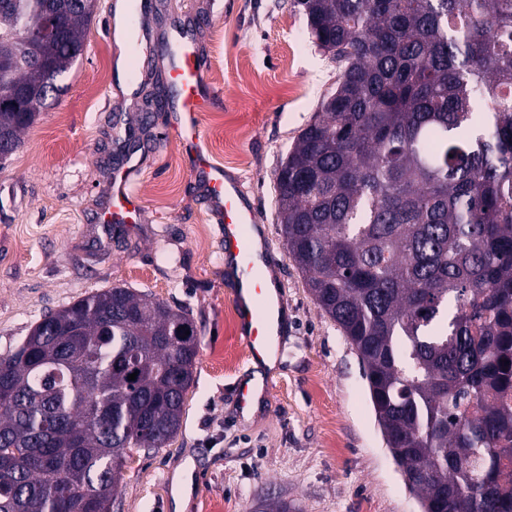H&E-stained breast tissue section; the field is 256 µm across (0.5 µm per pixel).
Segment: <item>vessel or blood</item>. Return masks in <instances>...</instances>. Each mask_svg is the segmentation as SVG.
I'll list each match as a JSON object with an SVG mask.
<instances>
[{"instance_id": "vessel-or-blood-1", "label": "vessel or blood", "mask_w": 512, "mask_h": 512, "mask_svg": "<svg viewBox=\"0 0 512 512\" xmlns=\"http://www.w3.org/2000/svg\"><path fill=\"white\" fill-rule=\"evenodd\" d=\"M169 77L177 89L171 105L170 130L183 143L193 171L206 184V202L220 226L224 264L237 273L232 291L238 327L253 362L276 351L275 304L270 295L275 266L265 225L246 204L240 179L230 177L213 163L197 114L213 102L216 93L205 79L207 63L195 43L175 39L166 46ZM141 162L129 159L112 174L111 204L103 212L104 229L130 228L143 219L142 200L133 185Z\"/></svg>"}]
</instances>
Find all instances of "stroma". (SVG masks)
<instances>
[{
	"label": "stroma",
	"mask_w": 512,
	"mask_h": 512,
	"mask_svg": "<svg viewBox=\"0 0 512 512\" xmlns=\"http://www.w3.org/2000/svg\"><path fill=\"white\" fill-rule=\"evenodd\" d=\"M97 0L85 52L65 92L0 163V354L48 310L115 285L182 307L198 330L182 427L165 448L132 452L112 512H419L387 448L363 365L315 304L278 233L275 173L338 69L309 38L296 0H154L147 42H197L223 96L199 117L215 163L238 175L269 227L287 322L270 392L242 419L235 385L250 371L237 329L232 271L182 146L157 107L166 62L142 59L132 94L116 77L122 49ZM142 162V224L98 222L114 167Z\"/></svg>",
	"instance_id": "1"
}]
</instances>
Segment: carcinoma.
Returning <instances> with one entry per match:
<instances>
[{
	"label": "carcinoma",
	"instance_id": "obj_1",
	"mask_svg": "<svg viewBox=\"0 0 512 512\" xmlns=\"http://www.w3.org/2000/svg\"><path fill=\"white\" fill-rule=\"evenodd\" d=\"M298 4L339 76L276 172L288 255L423 512H512V0ZM95 7L0 0V58L29 38L1 145L59 99ZM197 345L183 308L132 288L44 313L0 355V512H112L129 452L180 430Z\"/></svg>",
	"mask_w": 512,
	"mask_h": 512
}]
</instances>
